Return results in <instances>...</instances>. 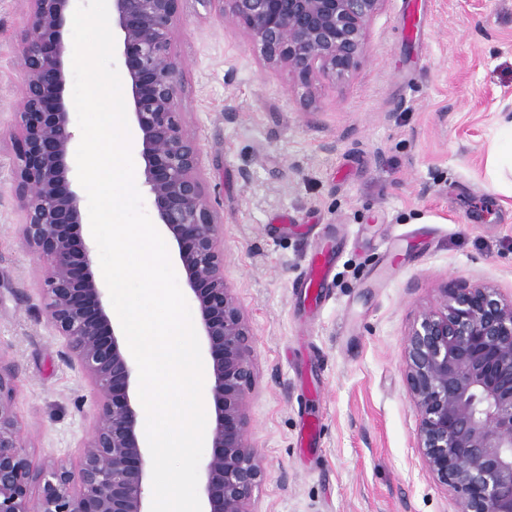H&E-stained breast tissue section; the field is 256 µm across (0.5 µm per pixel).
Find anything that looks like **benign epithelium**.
<instances>
[{
	"instance_id": "7a95c632",
	"label": "benign epithelium",
	"mask_w": 512,
	"mask_h": 512,
	"mask_svg": "<svg viewBox=\"0 0 512 512\" xmlns=\"http://www.w3.org/2000/svg\"><path fill=\"white\" fill-rule=\"evenodd\" d=\"M23 102L13 141L19 234L44 263L41 294L65 356L98 393L96 423L78 465L30 458L15 411L16 373L0 364V512H150L152 460L141 430L136 363L107 286L94 272L73 187L67 21L76 0H24ZM182 0H112L115 58L129 89L131 148L144 163L155 225L172 248L198 314L212 412L200 466L202 512H255L265 477L247 439L254 385L249 322L224 277L223 221L181 111V63L172 51ZM385 0H222L265 71L308 89L343 81L364 53ZM408 395L420 415L417 444L461 512H512V295L451 281L420 311L405 343Z\"/></svg>"
}]
</instances>
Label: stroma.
<instances>
[{"mask_svg": "<svg viewBox=\"0 0 512 512\" xmlns=\"http://www.w3.org/2000/svg\"><path fill=\"white\" fill-rule=\"evenodd\" d=\"M24 0H0V360L35 463L77 462L97 394L64 360L41 298L42 262L18 234L15 132ZM172 49L184 119L224 220V274L253 334L248 439L265 477L256 512H460L417 446L406 333L447 282L512 293V199L482 178L512 119V0H384L365 52L314 105L264 72L219 5L183 0ZM379 239L399 274L375 280ZM340 247L325 301L299 286ZM317 397L321 429L301 428Z\"/></svg>", "mask_w": 512, "mask_h": 512, "instance_id": "obj_1", "label": "stroma"}]
</instances>
